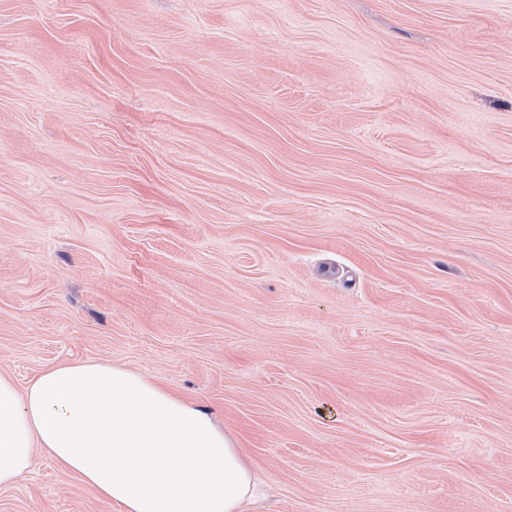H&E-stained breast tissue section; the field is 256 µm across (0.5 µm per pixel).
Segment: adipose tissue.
Masks as SVG:
<instances>
[{
    "mask_svg": "<svg viewBox=\"0 0 512 512\" xmlns=\"http://www.w3.org/2000/svg\"><path fill=\"white\" fill-rule=\"evenodd\" d=\"M44 448L122 512H243L253 474L209 413L111 364L51 367L25 389L0 372V488Z\"/></svg>",
    "mask_w": 512,
    "mask_h": 512,
    "instance_id": "ef3b65f1",
    "label": "adipose tissue"
}]
</instances>
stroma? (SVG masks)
Masks as SVG:
<instances>
[{
    "instance_id": "stroma-1",
    "label": "stroma",
    "mask_w": 512,
    "mask_h": 512,
    "mask_svg": "<svg viewBox=\"0 0 512 512\" xmlns=\"http://www.w3.org/2000/svg\"><path fill=\"white\" fill-rule=\"evenodd\" d=\"M141 372L245 512H512V0H0V372ZM0 512H120L45 450Z\"/></svg>"
}]
</instances>
